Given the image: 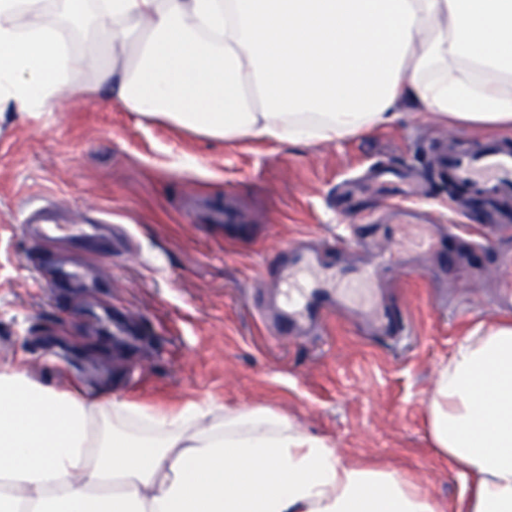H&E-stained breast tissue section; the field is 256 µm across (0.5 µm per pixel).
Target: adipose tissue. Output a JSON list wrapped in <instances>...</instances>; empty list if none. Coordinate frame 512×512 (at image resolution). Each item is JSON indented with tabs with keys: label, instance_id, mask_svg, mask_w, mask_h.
<instances>
[{
	"label": "adipose tissue",
	"instance_id": "ef3b65f1",
	"mask_svg": "<svg viewBox=\"0 0 512 512\" xmlns=\"http://www.w3.org/2000/svg\"><path fill=\"white\" fill-rule=\"evenodd\" d=\"M112 101L224 141H336L400 106L512 132V0H0V110L54 107L84 65ZM447 507L263 406H143L0 362V512H512V317L461 337L427 402Z\"/></svg>",
	"mask_w": 512,
	"mask_h": 512
}]
</instances>
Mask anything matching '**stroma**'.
<instances>
[{
    "mask_svg": "<svg viewBox=\"0 0 512 512\" xmlns=\"http://www.w3.org/2000/svg\"><path fill=\"white\" fill-rule=\"evenodd\" d=\"M72 46L85 55L72 80L81 94L44 112L0 114V360L24 356L42 375L58 367L59 383L150 406H269L342 457L396 468L456 500L461 479L429 443L426 398L458 339L496 318L494 251L512 248V235H491L484 206L449 190L434 149L443 139L469 145L485 129L403 108L392 125L334 142H224L112 103L95 84L107 56L85 36ZM378 167L417 169L433 218L487 247L462 256L453 240L445 253L421 255L417 273L379 269L411 315L399 344L365 336L351 315L316 341L264 335L249 306L263 259L304 235L347 238L356 213L383 211L385 197L369 192L355 213L342 210L344 190ZM41 195L71 221L99 214L131 233L125 257L90 269L96 296L36 288L42 254L22 223L26 202ZM210 202L235 221L213 222ZM438 289L448 306H432ZM112 305L142 331L133 350L116 349L96 324Z\"/></svg>",
    "mask_w": 512,
    "mask_h": 512,
    "instance_id": "stroma-1",
    "label": "stroma"
}]
</instances>
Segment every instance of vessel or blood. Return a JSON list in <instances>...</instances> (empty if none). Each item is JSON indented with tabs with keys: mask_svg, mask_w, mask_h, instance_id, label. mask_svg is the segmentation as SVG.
I'll return each instance as SVG.
<instances>
[{
	"mask_svg": "<svg viewBox=\"0 0 512 512\" xmlns=\"http://www.w3.org/2000/svg\"><path fill=\"white\" fill-rule=\"evenodd\" d=\"M441 175L449 176L452 186L490 202L512 198V142L487 137L475 146L458 149L442 147L435 162ZM394 183L399 187L386 216H365L374 225L382 218L397 224L426 227L416 249L438 253L444 250L456 228L434 223L419 209L407 206L409 198L421 190L419 182L404 171L382 170L376 186ZM24 231L58 254L50 276L40 278L41 288H82L86 282L84 268L112 263L122 253L123 245L112 237V224L102 219L88 224H72L64 219L49 198L27 205ZM335 238L292 240L278 251L273 264L265 265L264 275L275 284L269 298L258 301L255 313L265 333L296 336L319 335L340 309L358 305L369 333L400 342L410 332L409 317L383 298L373 287L372 269H359L326 264L323 256L335 251ZM497 262L505 275L495 290L499 307L512 308V250L501 249Z\"/></svg>",
	"mask_w": 512,
	"mask_h": 512,
	"instance_id": "1",
	"label": "vessel or blood"
}]
</instances>
